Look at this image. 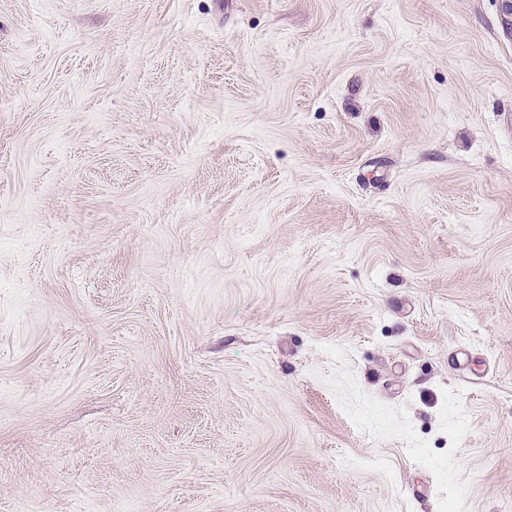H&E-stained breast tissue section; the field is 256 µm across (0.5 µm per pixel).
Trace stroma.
I'll list each match as a JSON object with an SVG mask.
<instances>
[{"mask_svg": "<svg viewBox=\"0 0 512 512\" xmlns=\"http://www.w3.org/2000/svg\"><path fill=\"white\" fill-rule=\"evenodd\" d=\"M503 0H0V512H512Z\"/></svg>", "mask_w": 512, "mask_h": 512, "instance_id": "obj_1", "label": "stroma"}]
</instances>
